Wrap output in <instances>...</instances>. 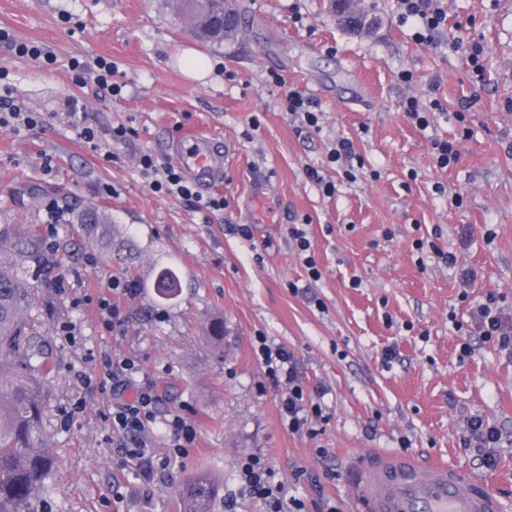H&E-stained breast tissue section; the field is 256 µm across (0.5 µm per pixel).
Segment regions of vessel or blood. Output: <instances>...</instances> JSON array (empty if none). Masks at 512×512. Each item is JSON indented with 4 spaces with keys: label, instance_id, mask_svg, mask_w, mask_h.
<instances>
[{
    "label": "vessel or blood",
    "instance_id": "obj_1",
    "mask_svg": "<svg viewBox=\"0 0 512 512\" xmlns=\"http://www.w3.org/2000/svg\"><path fill=\"white\" fill-rule=\"evenodd\" d=\"M173 156L197 186L208 187L224 177V152L214 137L185 131ZM358 487L370 512H501L503 507L489 484L468 471L403 456L371 461Z\"/></svg>",
    "mask_w": 512,
    "mask_h": 512
}]
</instances>
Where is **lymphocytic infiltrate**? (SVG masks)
I'll list each match as a JSON object with an SVG mask.
<instances>
[{"mask_svg": "<svg viewBox=\"0 0 512 512\" xmlns=\"http://www.w3.org/2000/svg\"><path fill=\"white\" fill-rule=\"evenodd\" d=\"M401 22H414V38L422 44H432L436 33L445 25L447 13L440 0H398ZM138 167L149 176L152 192L164 196H178L190 202L199 212L208 214L222 210L224 199L220 196H203L188 182L178 167L168 164L158 166L153 154L144 152L138 158ZM501 298L487 294L484 301L474 305L470 321L461 333L466 340L461 344L463 355H470V337L480 336L496 343L500 350L512 352V318L507 317L500 305ZM262 360L266 375L273 386L283 387L279 413L291 433L310 431L312 420L321 418L322 407L310 399L301 383L298 362L293 353L281 346L262 345ZM103 372L99 380L102 392L111 394L115 402L101 413L103 421L112 432V441L126 461L135 463L145 477L165 469L164 461L156 460L147 446V436L157 419L159 395L154 389L125 392L114 379L117 373L133 375L136 364L128 359L104 357ZM243 486L250 494L262 499L267 512H306L304 501L286 496L283 484L274 482L272 470L264 459L250 455L239 464Z\"/></svg>", "mask_w": 512, "mask_h": 512, "instance_id": "lymphocytic-infiltrate-1", "label": "lymphocytic infiltrate"}]
</instances>
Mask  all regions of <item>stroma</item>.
<instances>
[{"instance_id":"stroma-1","label":"stroma","mask_w":512,"mask_h":512,"mask_svg":"<svg viewBox=\"0 0 512 512\" xmlns=\"http://www.w3.org/2000/svg\"><path fill=\"white\" fill-rule=\"evenodd\" d=\"M443 4L447 26L422 45L397 0H356L376 20L359 31L330 0H241V34L214 44L194 35L172 0H0V29L53 54L20 57L0 44V80L40 115L34 129H0V266L27 268L28 327L53 363L38 430L55 459L45 512H180L178 489L200 471L219 483L217 512H265L241 486L248 455L268 460L289 496L309 506L326 499L339 512H362L354 474L380 453L466 468L512 502V356L476 336L461 355L454 326L491 291L512 314V0ZM474 38L485 48L480 77L461 49ZM187 48L209 57L210 77L183 75ZM101 57L117 64L122 97L99 98L91 73L76 84L72 61ZM405 71L411 82L401 81ZM272 72L318 103L319 129L285 112ZM409 97L427 128L404 117ZM467 99L462 125L456 112ZM74 107L95 144L80 138ZM179 123L204 126L224 147V179L206 190L224 208L207 217L154 194L137 167L145 151L171 163ZM121 124L136 137L113 141ZM344 137L363 163L353 181L327 161ZM437 140L457 142L456 165H437ZM309 167L335 183L334 195L308 180ZM261 179L269 199L259 205L250 190ZM88 206L126 234H87L76 215ZM52 220L54 250L27 262L14 239L44 237ZM230 224L251 225V239L229 234ZM294 227L306 230L322 274L312 302L290 289L307 277ZM443 251L478 279L462 284ZM48 264L66 270L64 288ZM164 267L182 283L168 301L153 288ZM115 278L135 281L137 293L113 294L125 322L109 331L88 297ZM262 336L294 354L307 394L320 395L314 435L282 422ZM106 353L136 362L135 385L163 397L160 416L196 428L194 448L176 458L172 434L154 425L149 444L171 462L152 478L118 455L99 417L113 402L96 387ZM473 416L502 431L492 468L460 445ZM300 467L308 476L298 480Z\"/></svg>"}]
</instances>
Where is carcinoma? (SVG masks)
Listing matches in <instances>:
<instances>
[{
  "label": "carcinoma",
  "mask_w": 512,
  "mask_h": 512,
  "mask_svg": "<svg viewBox=\"0 0 512 512\" xmlns=\"http://www.w3.org/2000/svg\"><path fill=\"white\" fill-rule=\"evenodd\" d=\"M180 13L195 16L197 31L225 29L224 36L240 30L238 8L229 0H178ZM77 223L91 233L110 218L96 207L81 211ZM27 270H0V512H39L38 503L55 461L38 444L36 432L45 408L44 378L50 362L26 332L25 313L33 302ZM154 288L159 298L170 300L181 290V280L171 268L160 270ZM218 486L207 472H199L179 490L183 512H214Z\"/></svg>",
  "instance_id": "obj_1"
}]
</instances>
